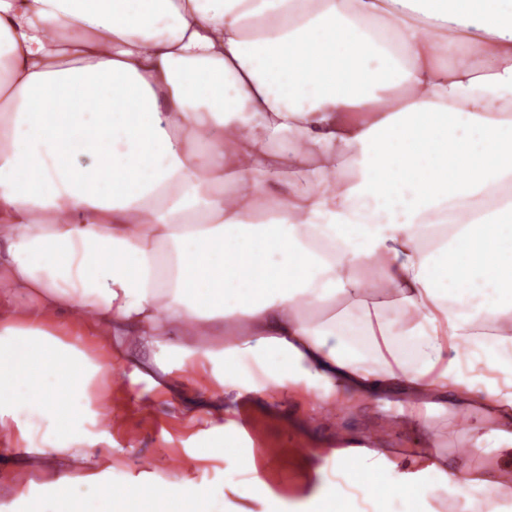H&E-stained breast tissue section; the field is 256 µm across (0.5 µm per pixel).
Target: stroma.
Wrapping results in <instances>:
<instances>
[{"label": "stroma", "mask_w": 512, "mask_h": 512, "mask_svg": "<svg viewBox=\"0 0 512 512\" xmlns=\"http://www.w3.org/2000/svg\"><path fill=\"white\" fill-rule=\"evenodd\" d=\"M217 388L209 374L190 366L174 383L152 365L128 363L106 373L95 386L94 408L124 416L122 423L106 428L112 440V467L103 474L108 485L143 476L174 490L190 480L214 492L224 512H233L238 505L248 512H275L262 496L240 501L221 459L197 457L199 449L222 444L216 419L196 406ZM307 402V397L291 395L277 403L244 402L236 407L248 418L244 434L234 444L240 470H247L251 459H259L267 484L291 502L301 500V488L314 483L316 469L324 465L322 459H309L308 449L334 448L347 432L368 436L387 448L437 447L451 455L466 454L485 469L498 465L494 456L471 448L464 432L444 417L425 430H402L392 427L391 411L375 400L334 407L326 417L306 414ZM59 500L83 504L86 512L112 510L97 487L76 481L58 489L47 473L0 454V512H47Z\"/></svg>", "instance_id": "1"}]
</instances>
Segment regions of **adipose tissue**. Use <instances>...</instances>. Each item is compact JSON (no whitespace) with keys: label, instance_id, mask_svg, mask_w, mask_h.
Returning a JSON list of instances; mask_svg holds the SVG:
<instances>
[{"label":"adipose tissue","instance_id":"obj_1","mask_svg":"<svg viewBox=\"0 0 512 512\" xmlns=\"http://www.w3.org/2000/svg\"><path fill=\"white\" fill-rule=\"evenodd\" d=\"M480 247L512 268L504 0H0L1 451L56 486L99 484L88 389L144 349L206 368L227 415L396 396L511 470L512 278L477 291ZM501 470L340 448L302 512H512Z\"/></svg>","mask_w":512,"mask_h":512}]
</instances>
